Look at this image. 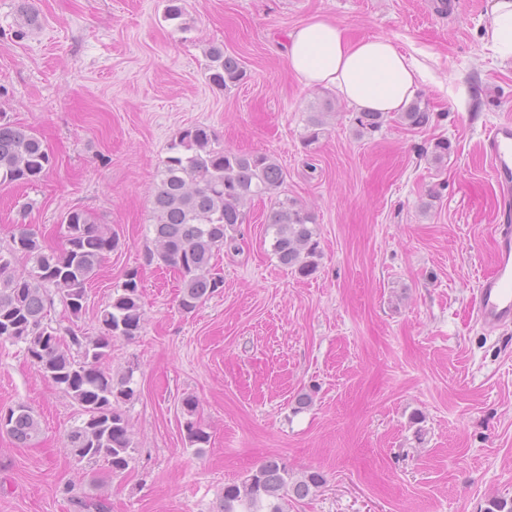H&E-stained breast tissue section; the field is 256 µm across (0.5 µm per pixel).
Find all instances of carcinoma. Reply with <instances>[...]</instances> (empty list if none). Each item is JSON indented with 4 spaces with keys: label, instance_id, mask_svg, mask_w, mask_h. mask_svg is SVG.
I'll use <instances>...</instances> for the list:
<instances>
[{
    "label": "carcinoma",
    "instance_id": "cac0c4a2",
    "mask_svg": "<svg viewBox=\"0 0 512 512\" xmlns=\"http://www.w3.org/2000/svg\"><path fill=\"white\" fill-rule=\"evenodd\" d=\"M205 56L208 79L216 88L228 91L244 80L240 59L223 46H209ZM432 120L429 105L418 99L399 115L400 124L409 129L424 128ZM356 122L360 134H372L381 129L384 113L361 112ZM322 134V113L314 112L304 139L311 145ZM54 161L33 131L0 112V185L35 183ZM283 182L281 167L266 153L226 150L204 125L179 132L160 162L149 224L155 250L148 261L158 260L180 275L182 311H195L224 287V278L212 272L211 260L224 247L236 248L227 231L244 223V208L256 198L272 200L267 224L279 263L301 277L315 272V219L297 201L281 196ZM62 223L63 245L57 253L46 251L38 234L26 226L12 235L9 248H0V341L23 344L38 371L78 405L80 418L66 433L74 459L89 466L102 462L119 475L133 459L131 430L121 405L135 396L134 370L115 379L102 364L111 355L112 339H132L143 329L140 279L138 271H132L112 292L99 312L98 335L80 336L71 327L52 326L48 313L53 299L46 288H56L69 315L80 319L87 285L119 245L112 229L96 223L83 209L67 211ZM20 256L30 263L25 274L16 268ZM182 406L188 416L186 438L200 453L210 435L197 416V400L188 395ZM4 429L24 444L37 432L38 422L32 410L19 403L8 410ZM323 483L318 471L294 479L286 463L269 457L241 483L224 486L217 512H286L285 503L314 495Z\"/></svg>",
    "mask_w": 512,
    "mask_h": 512
}]
</instances>
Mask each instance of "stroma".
Listing matches in <instances>:
<instances>
[{"label": "stroma", "instance_id": "35a3bbf8", "mask_svg": "<svg viewBox=\"0 0 512 512\" xmlns=\"http://www.w3.org/2000/svg\"><path fill=\"white\" fill-rule=\"evenodd\" d=\"M40 24L0 0V110L50 147L33 185H0V245L33 225L52 250L63 215L87 210L119 246L91 280L78 333L127 272L141 275L144 326L112 341L104 368L134 366L123 404L135 448L125 473L77 463L65 444L78 408L38 372L23 345L0 341V413L25 403L39 432L18 445L0 431V512H217L225 485L268 457L324 485L287 512H484L512 501V327L490 334L469 313L492 262L496 186L485 129L512 120V57L485 41L492 0H28ZM321 16L354 41L391 40L426 65L419 91L433 123L409 131L388 115L358 136L355 111L288 67L287 35ZM240 58L246 78L210 84L211 44ZM335 104L318 143L312 112ZM209 126L221 146L262 152L282 190L310 211L316 272L282 267L266 224L247 205L219 252L224 286L195 312L177 305L179 278L147 256L151 194L178 132ZM453 151L435 163L436 141ZM35 200L20 214L18 199ZM309 393L310 406L297 398ZM193 395L210 442L185 438L180 400ZM82 508H74V501Z\"/></svg>", "mask_w": 512, "mask_h": 512}]
</instances>
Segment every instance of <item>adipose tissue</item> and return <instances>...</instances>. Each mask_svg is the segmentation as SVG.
<instances>
[{"instance_id": "ef3b65f1", "label": "adipose tissue", "mask_w": 512, "mask_h": 512, "mask_svg": "<svg viewBox=\"0 0 512 512\" xmlns=\"http://www.w3.org/2000/svg\"><path fill=\"white\" fill-rule=\"evenodd\" d=\"M288 61L307 88L336 89L358 112L403 110L429 77L414 57L385 37L351 41L335 23L315 17L290 34Z\"/></svg>"}]
</instances>
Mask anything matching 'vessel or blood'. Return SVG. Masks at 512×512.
Wrapping results in <instances>:
<instances>
[{"label":"vessel or blood","mask_w":512,"mask_h":512,"mask_svg":"<svg viewBox=\"0 0 512 512\" xmlns=\"http://www.w3.org/2000/svg\"><path fill=\"white\" fill-rule=\"evenodd\" d=\"M483 151L489 157L498 190L493 226V268L483 275L471 310L487 332L512 325V121L496 124Z\"/></svg>","instance_id":"vessel-or-blood-1"}]
</instances>
